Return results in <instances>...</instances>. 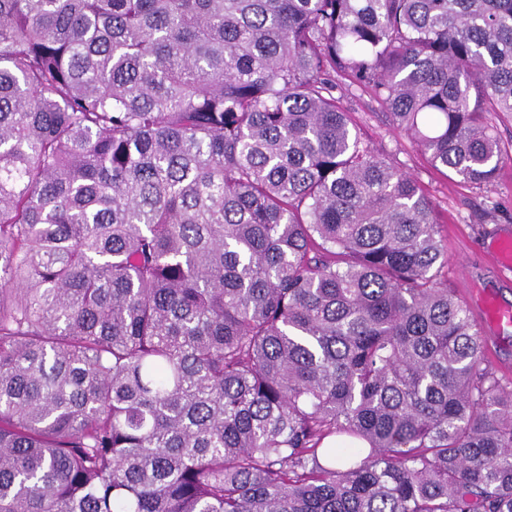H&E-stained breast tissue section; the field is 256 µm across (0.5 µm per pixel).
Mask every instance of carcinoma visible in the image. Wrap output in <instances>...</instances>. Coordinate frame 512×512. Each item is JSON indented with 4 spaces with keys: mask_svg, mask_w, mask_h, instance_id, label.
I'll use <instances>...</instances> for the list:
<instances>
[{
    "mask_svg": "<svg viewBox=\"0 0 512 512\" xmlns=\"http://www.w3.org/2000/svg\"><path fill=\"white\" fill-rule=\"evenodd\" d=\"M338 76L512 162V0H0V512H512V378Z\"/></svg>",
    "mask_w": 512,
    "mask_h": 512,
    "instance_id": "obj_1",
    "label": "carcinoma"
}]
</instances>
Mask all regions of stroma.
<instances>
[{
  "label": "stroma",
  "mask_w": 512,
  "mask_h": 512,
  "mask_svg": "<svg viewBox=\"0 0 512 512\" xmlns=\"http://www.w3.org/2000/svg\"><path fill=\"white\" fill-rule=\"evenodd\" d=\"M343 104L365 141L373 149L391 154L400 168L421 181L432 195L447 237L448 263L443 273L472 317H479L478 301L486 293L512 307V268L500 267L491 259L495 244L503 237L512 238V163L502 166L489 188L463 185L455 177L433 171L411 139L390 125L384 109L368 95H345ZM489 207L495 210L494 220L480 222L482 211Z\"/></svg>",
  "instance_id": "1"
}]
</instances>
